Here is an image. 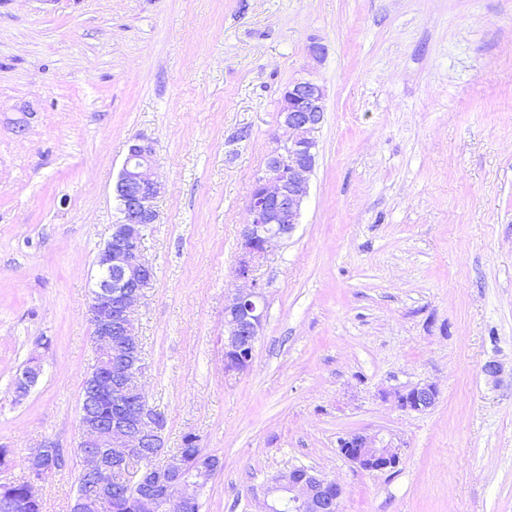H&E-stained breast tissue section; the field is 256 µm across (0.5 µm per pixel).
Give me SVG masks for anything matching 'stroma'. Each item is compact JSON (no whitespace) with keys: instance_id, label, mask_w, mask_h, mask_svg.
Wrapping results in <instances>:
<instances>
[{"instance_id":"stroma-1","label":"stroma","mask_w":512,"mask_h":512,"mask_svg":"<svg viewBox=\"0 0 512 512\" xmlns=\"http://www.w3.org/2000/svg\"><path fill=\"white\" fill-rule=\"evenodd\" d=\"M321 44L313 60L308 48ZM326 88L303 217L254 276L266 321L224 375V299L288 83ZM164 185L136 309L165 453L194 436L220 467L200 512H257L294 465L343 487L339 512H512V0H0V482L50 438L81 470L87 311L133 136ZM33 356L23 399L12 380ZM434 381L406 413L381 389ZM387 429L399 466L340 438ZM402 442L393 434L377 431H358L341 438L340 453L359 468L384 472L400 464Z\"/></svg>"}]
</instances>
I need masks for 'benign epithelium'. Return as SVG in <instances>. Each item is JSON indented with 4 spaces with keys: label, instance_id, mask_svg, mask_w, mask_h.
Masks as SVG:
<instances>
[{
    "label": "benign epithelium",
    "instance_id": "obj_1",
    "mask_svg": "<svg viewBox=\"0 0 512 512\" xmlns=\"http://www.w3.org/2000/svg\"><path fill=\"white\" fill-rule=\"evenodd\" d=\"M326 90L312 79L296 80L285 87L279 106V130L264 168L256 175L247 202V222L242 226L234 264L235 289L224 300V374L238 375L253 363L255 344L266 319L261 286L254 278L260 261L279 243L289 239L301 217L310 176L319 156L316 133L323 121ZM155 145L136 136L129 140L123 168L113 193L122 215L96 260L95 289L89 305L95 360L87 374L88 394L83 402L111 401L109 413L85 406L79 414L82 448L81 471L88 479L102 473L112 483H99L79 492L71 512H87L94 503L101 512L112 508V484L136 491L137 512H158L160 501L191 507L198 503L203 481L214 468L210 459L204 471L190 476L183 455L175 454L162 466L134 468L144 452L157 457L163 451L164 424L147 401L142 386L145 362L135 327V311L156 278L145 260L142 242L148 225L158 217L157 200L163 184L154 172ZM42 373L38 360L22 366L15 384L28 391ZM403 411L423 413L439 397L437 385L427 379L382 392ZM400 439L380 430L358 431L340 439V453L359 468L384 472L400 464ZM29 486L35 479L65 465L55 441L46 438L24 458ZM343 487L315 469L293 466L281 473L263 492V512H338Z\"/></svg>",
    "mask_w": 512,
    "mask_h": 512
}]
</instances>
